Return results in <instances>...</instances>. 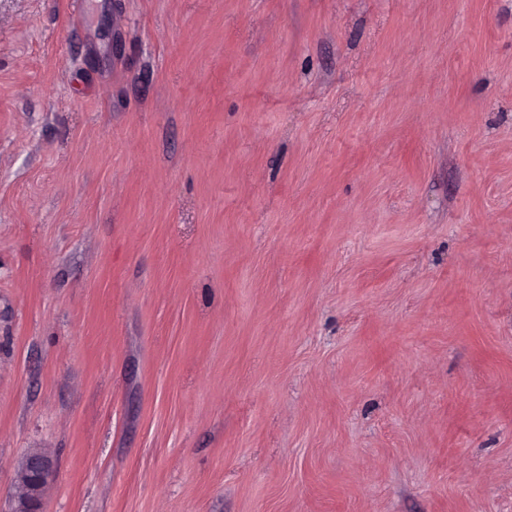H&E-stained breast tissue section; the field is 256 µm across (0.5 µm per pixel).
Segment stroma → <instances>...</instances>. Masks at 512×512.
I'll return each mask as SVG.
<instances>
[{
    "mask_svg": "<svg viewBox=\"0 0 512 512\" xmlns=\"http://www.w3.org/2000/svg\"><path fill=\"white\" fill-rule=\"evenodd\" d=\"M512 512V0H0V512ZM52 479V461L41 449H28L16 474L19 494L13 496L11 512H42L44 493Z\"/></svg>",
    "mask_w": 512,
    "mask_h": 512,
    "instance_id": "1",
    "label": "stroma"
}]
</instances>
